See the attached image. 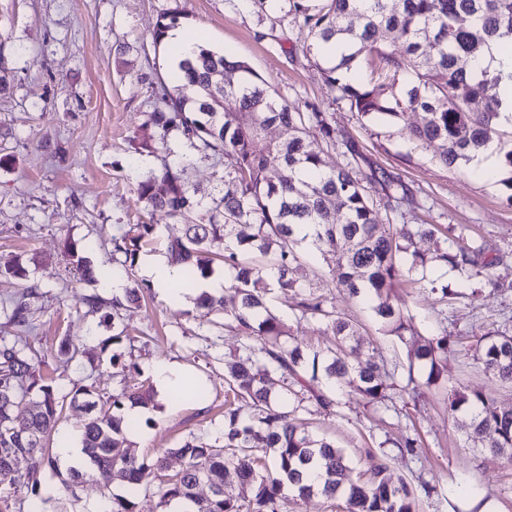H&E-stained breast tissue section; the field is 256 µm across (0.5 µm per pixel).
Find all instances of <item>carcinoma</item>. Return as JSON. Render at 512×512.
I'll use <instances>...</instances> for the list:
<instances>
[{
  "instance_id": "obj_1",
  "label": "carcinoma",
  "mask_w": 512,
  "mask_h": 512,
  "mask_svg": "<svg viewBox=\"0 0 512 512\" xmlns=\"http://www.w3.org/2000/svg\"><path fill=\"white\" fill-rule=\"evenodd\" d=\"M290 11L309 39L307 50L339 38L348 39L353 51L323 69L325 82L340 93L351 111L369 120L399 121L409 112L421 113L408 129L411 141L436 150L445 167L469 163L476 155L507 134L499 121L498 89L501 73L483 64L482 56L498 41L512 44V0H289ZM181 13H166L157 21L153 39L162 43L179 24ZM399 45L397 55L385 50V39ZM364 61L372 67L371 80L359 87L341 81L340 72ZM414 77L404 94L393 88L405 75ZM172 93L167 109L150 113V123L192 151L224 156V186L210 195L198 194L190 181V156L175 166L141 180L138 201L174 220L189 216L182 236L167 242L170 264L182 268L191 283L214 273V263L235 270L233 282L219 294L201 293L197 304L224 309V295L238 301L224 330L239 336L235 360L224 363L228 385L224 401V430L211 440L191 435L169 449L186 461L181 477L161 486L158 507L180 502L186 512H287L288 501L319 493L342 502L344 512H423V497L433 488H421L400 478L393 480L390 462L374 458L370 475L354 479L343 449L313 434L305 419L283 405L285 397L298 396L296 387L322 378L328 385L345 386L359 393L374 408H390L395 396L416 398L423 389L447 383L443 362L462 338L443 329L409 350L406 385L396 387L394 371L380 353L357 362L361 344L356 326L327 304L313 288L304 287L296 272L301 255L296 248L297 227L315 226L312 246L344 269L337 287L351 298L370 303L383 332L404 339L410 324L391 299L403 279L431 266L449 267L477 280L472 295L489 288L506 292L512 283L499 281L494 262L482 259L484 247L476 245L468 227L453 228L455 242L438 240L436 224H399L402 209L412 204L398 179L383 183L384 207L391 223H377L368 184L372 177L360 166L355 142L345 137L347 158L331 166L319 142L336 141V129L317 109L295 112L280 104L269 87L247 64L202 47L193 57L171 70ZM271 127L282 130L277 140L267 138ZM285 176L276 179L270 171ZM155 224H130L115 250L124 256L126 271H133L140 252L156 235ZM435 241L422 252L416 240ZM66 255L75 274L95 281L98 272L74 244ZM0 272L24 281L12 298L10 323L19 332L34 329L32 300L42 297L38 283L29 279L18 256L6 261ZM294 292L300 318L308 316L324 325L335 347L314 350L291 341V327L272 313L266 295L270 284ZM150 285L138 281L126 290L124 300L107 305L98 295L87 305L115 320L120 310L140 302ZM484 374L492 381L512 383V333L487 331L472 339ZM80 347L66 337L54 358L66 364ZM44 360L23 337H0V512H10V500L26 491L37 496V475L56 467L46 448L65 405L83 408L87 419L81 432L85 471L73 470L69 481L85 476L108 487L118 481L130 495L112 498L109 512H138L134 501L144 469L161 471L166 455L151 459L130 454L125 432L127 408L154 405V392L146 389L103 397L92 384H73L59 396L54 380L41 373ZM423 371L413 377L414 367ZM448 412L471 414L467 439L496 456L512 458V409H503L484 391L451 388ZM24 416L25 428L15 421ZM271 451V466L261 475L255 451ZM30 461L21 471L18 458ZM234 470L253 486V497L241 504L224 492V476ZM206 483L211 496L200 498L196 488Z\"/></svg>"
}]
</instances>
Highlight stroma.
<instances>
[{
  "instance_id": "obj_1",
  "label": "stroma",
  "mask_w": 512,
  "mask_h": 512,
  "mask_svg": "<svg viewBox=\"0 0 512 512\" xmlns=\"http://www.w3.org/2000/svg\"><path fill=\"white\" fill-rule=\"evenodd\" d=\"M176 11L182 28L202 30L203 45L245 61L278 101L298 112L318 109L337 133L353 137L363 171L376 178L373 200L382 196L381 180L400 179L418 201L407 211L406 223L469 226L487 256L503 254L496 273L512 281V207L505 202L512 172L502 163L512 139L492 146L490 168L475 162L447 168L434 160L432 149L408 139L405 123L360 117L326 86L319 53L305 52V34L289 12V0H0V79L7 86L0 94V257L22 256L31 280L41 287L34 345L46 363H53L62 336H71L82 349L75 361L56 371L60 393L76 381L109 394L151 384L150 366L157 360L177 363L197 378L205 398L188 393L157 398L130 444L141 458L168 450L166 466L172 473L183 467L172 453L182 438L195 433L208 439L223 426L226 384L220 359L235 351L238 339L225 335L219 323L237 303L228 298L223 310H208L188 297L173 306L154 292L115 324L103 323L83 299L96 293L108 301L112 293L100 282L73 277L63 243L89 244L95 266L138 280L141 268L125 271L121 255L112 251L113 238L131 224L157 225V238L142 258L160 262L165 240L183 231V223L147 210L135 194L142 178L163 164L179 163L185 154L175 140L153 153L138 148L143 138L156 136L148 114L171 90L168 48L154 44L152 31L160 15ZM299 250L298 278L355 323L362 357L379 350L405 358L408 343L445 328L460 336L512 328V291L476 301L469 281L434 267L427 271L429 281L448 285L456 297L441 302L428 284L396 289L411 325L405 340H398L381 331L365 302L339 292L319 252L304 243ZM267 302L291 325L297 342L332 344L319 322H296L292 294L274 288ZM122 331L129 334L123 341L118 338ZM116 359L124 371L114 370ZM446 369L450 384L484 389L498 406L512 408V385L489 381L466 350L449 353ZM337 398L331 413L312 415L310 428L335 440L353 476H361L372 464L371 451L404 426L365 407L347 390H339ZM446 398L439 388L407 405L424 446L419 457H397L393 475L433 486L424 512H471L476 499L486 512H512V460L468 442L470 415L463 410L449 414ZM65 479V474L42 471L36 498L18 494L12 512H99L104 498L94 483L71 492Z\"/></svg>"
}]
</instances>
